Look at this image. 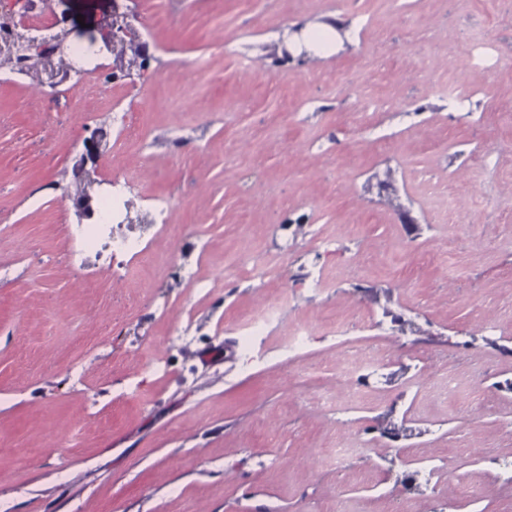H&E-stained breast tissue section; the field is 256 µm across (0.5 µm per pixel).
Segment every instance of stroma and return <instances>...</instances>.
I'll list each match as a JSON object with an SVG mask.
<instances>
[{
    "label": "stroma",
    "mask_w": 512,
    "mask_h": 512,
    "mask_svg": "<svg viewBox=\"0 0 512 512\" xmlns=\"http://www.w3.org/2000/svg\"><path fill=\"white\" fill-rule=\"evenodd\" d=\"M155 54L131 81L83 61L85 90L44 98L0 72V502L9 512H505L512 468V0H149ZM69 41L99 40L127 0H44ZM347 25L303 58L295 25ZM496 64L463 75L476 42ZM254 65L242 70L240 56ZM457 81L465 107L440 98ZM383 106L374 131L346 86ZM141 110L125 135L113 111ZM102 178L135 179L145 257L121 278L70 230L93 130ZM427 172L425 181L411 172ZM390 190H380L381 176ZM466 186L455 225L443 200ZM331 238L314 247L316 236ZM239 259L264 282L234 277ZM295 288L278 321H235ZM324 287H314L316 279ZM492 319L497 331H482ZM305 347L283 345L300 324ZM252 358L244 360L243 345ZM381 359L355 385L344 349ZM85 356L82 382L70 364ZM161 361L154 372L151 361ZM311 369L360 404L320 411ZM451 375L457 390L431 386ZM410 436H383L386 423ZM375 444L343 471L339 435ZM463 484L441 507L431 469Z\"/></svg>",
    "instance_id": "35a3bbf8"
}]
</instances>
